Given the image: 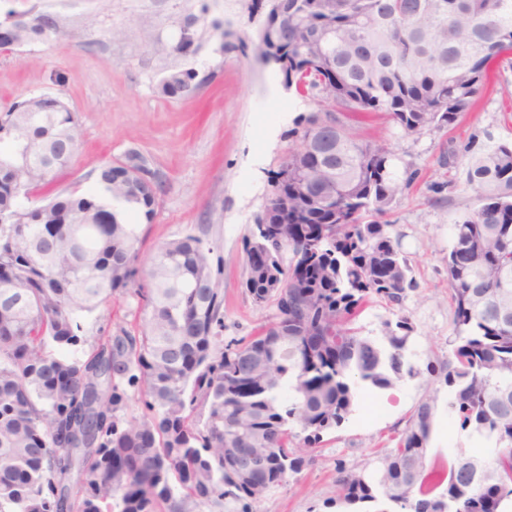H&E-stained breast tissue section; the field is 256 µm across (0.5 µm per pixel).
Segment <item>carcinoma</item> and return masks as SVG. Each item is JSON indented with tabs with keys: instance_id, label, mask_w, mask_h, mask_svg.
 <instances>
[{
	"instance_id": "carcinoma-1",
	"label": "carcinoma",
	"mask_w": 512,
	"mask_h": 512,
	"mask_svg": "<svg viewBox=\"0 0 512 512\" xmlns=\"http://www.w3.org/2000/svg\"><path fill=\"white\" fill-rule=\"evenodd\" d=\"M250 0L264 14L257 56L298 60L288 87L313 98L288 166L271 173L268 205L244 237L282 224L270 266H245L246 293L271 314L224 340L223 257L209 225L140 258L135 218L159 204L134 157L98 170L93 185L33 201L72 160L73 112L43 94L0 113V512H252V504L314 461L325 435L362 389L388 390L421 374L448 387L447 409L490 448L432 454L438 396L421 399L374 472L336 464L330 502L367 512H503L512 504V143L446 150L479 206L453 225L448 359L425 369L406 357L410 317L378 341L355 328L373 302L403 310L416 288L395 225L381 221L418 177L399 178L385 142L362 141L336 120L326 143L318 114L384 112L405 135L453 127L482 93L490 64L512 55V0ZM43 26L14 24L0 42L23 45ZM324 40L317 58L308 47ZM191 69L160 92L196 88ZM427 184L431 200L453 190ZM292 224H325L297 241ZM313 261L318 280L287 276ZM127 294L138 327L87 342L81 317ZM142 406L127 415L131 401Z\"/></svg>"
}]
</instances>
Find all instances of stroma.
Masks as SVG:
<instances>
[{
  "label": "stroma",
  "instance_id": "obj_1",
  "mask_svg": "<svg viewBox=\"0 0 512 512\" xmlns=\"http://www.w3.org/2000/svg\"><path fill=\"white\" fill-rule=\"evenodd\" d=\"M44 15L54 18L52 29L21 47L0 46V113L16 101L51 94L67 103L79 125L70 166L41 194L87 184L105 163L137 156L160 183L156 214L139 227L142 256L210 225L208 240L224 257V335H246L267 313L242 287V241L267 203L271 173L294 145L289 129L299 116L317 111L316 101L287 88L278 65L245 50L262 22L249 16L246 0H0V24L32 25ZM190 19L196 50L185 56L175 46ZM174 69L196 72L193 93H160L161 80ZM348 125L359 139L386 141L398 170L420 173L389 219L418 283L404 303L414 326L410 360L422 367L446 359L454 336L449 229L478 201L460 169L454 172L457 188L444 202H430L426 185L443 173V144L462 146L488 133L512 140V100L486 93L446 132L407 136L381 114L352 118ZM141 317L137 298L127 295L87 316L85 334L93 341L116 323L131 326ZM432 392L443 399L448 389L418 376L363 393L315 462L254 504L253 512H337L325 505L337 461L375 468L415 404Z\"/></svg>",
  "mask_w": 512,
  "mask_h": 512
}]
</instances>
